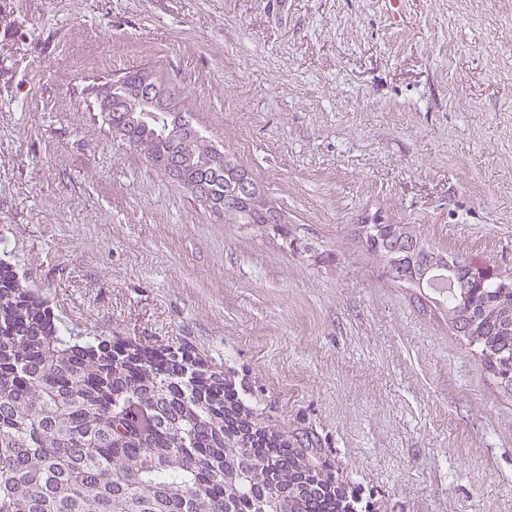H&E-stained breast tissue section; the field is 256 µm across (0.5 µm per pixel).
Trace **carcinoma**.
I'll list each match as a JSON object with an SVG mask.
<instances>
[{
  "mask_svg": "<svg viewBox=\"0 0 512 512\" xmlns=\"http://www.w3.org/2000/svg\"><path fill=\"white\" fill-rule=\"evenodd\" d=\"M153 70L125 73L98 98L138 158L192 185L226 224L283 218L237 155L197 128ZM152 116L132 122L145 96ZM360 240L390 276L417 288L447 274L448 322L476 345L488 372L512 387V281L478 279L474 263L421 241L406 224H363ZM224 367L187 345L149 347L118 336L68 335L48 302L0 261V512H271L314 468L317 486L297 512H332L318 449H298L244 403L224 408Z\"/></svg>",
  "mask_w": 512,
  "mask_h": 512,
  "instance_id": "cac0c4a2",
  "label": "carcinoma"
}]
</instances>
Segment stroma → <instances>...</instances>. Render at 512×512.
Returning <instances> with one entry per match:
<instances>
[{"label":"stroma","instance_id":"35a3bbf8","mask_svg":"<svg viewBox=\"0 0 512 512\" xmlns=\"http://www.w3.org/2000/svg\"><path fill=\"white\" fill-rule=\"evenodd\" d=\"M139 68L287 224L113 135ZM361 224L512 278V0H0V259L59 326L192 345L370 512H512V392Z\"/></svg>","mask_w":512,"mask_h":512}]
</instances>
